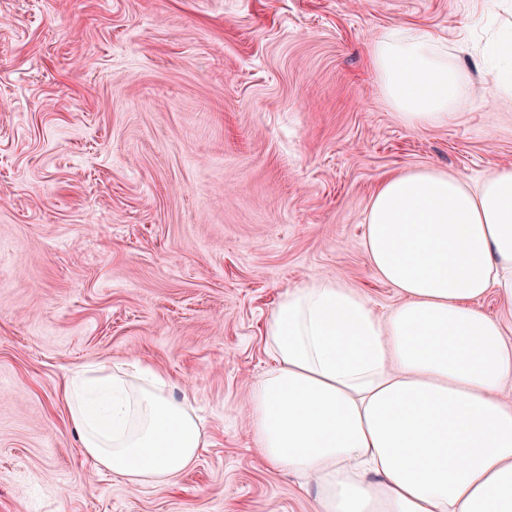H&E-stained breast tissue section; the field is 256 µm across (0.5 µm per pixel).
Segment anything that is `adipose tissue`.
<instances>
[{
  "label": "adipose tissue",
  "instance_id": "ef3b65f1",
  "mask_svg": "<svg viewBox=\"0 0 512 512\" xmlns=\"http://www.w3.org/2000/svg\"><path fill=\"white\" fill-rule=\"evenodd\" d=\"M410 127L443 126L460 74L428 31L370 47ZM373 273L402 300L378 313L333 279L283 292L263 330L274 366L246 416L265 459L317 486L316 512H512V166L471 184L435 167L385 178L364 218ZM149 365L89 364L64 388L99 469L172 485L206 443L190 402Z\"/></svg>",
  "mask_w": 512,
  "mask_h": 512
}]
</instances>
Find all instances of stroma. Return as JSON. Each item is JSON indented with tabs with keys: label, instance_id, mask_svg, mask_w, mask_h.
Returning a JSON list of instances; mask_svg holds the SVG:
<instances>
[{
	"label": "stroma",
	"instance_id": "35a3bbf8",
	"mask_svg": "<svg viewBox=\"0 0 512 512\" xmlns=\"http://www.w3.org/2000/svg\"><path fill=\"white\" fill-rule=\"evenodd\" d=\"M486 0H0V512H315L246 408L262 326L312 278L378 312L364 217L393 172L476 183L512 165V95L486 78ZM429 31L462 86L415 129L369 63ZM139 361L208 435L171 486L85 455L63 398L88 363Z\"/></svg>",
	"mask_w": 512,
	"mask_h": 512
}]
</instances>
